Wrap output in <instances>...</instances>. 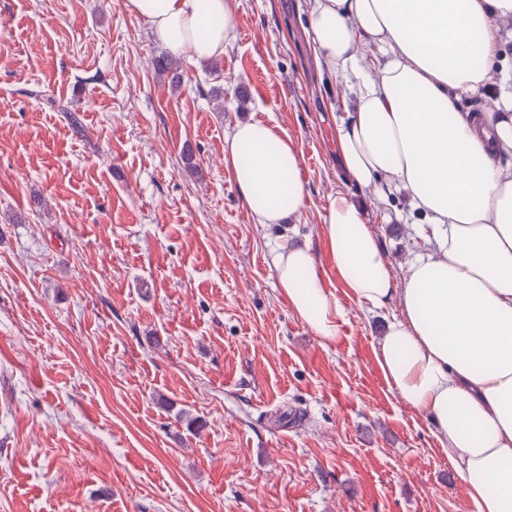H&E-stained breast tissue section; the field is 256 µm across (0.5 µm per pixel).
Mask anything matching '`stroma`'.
I'll return each mask as SVG.
<instances>
[{
	"label": "stroma",
	"mask_w": 512,
	"mask_h": 512,
	"mask_svg": "<svg viewBox=\"0 0 512 512\" xmlns=\"http://www.w3.org/2000/svg\"><path fill=\"white\" fill-rule=\"evenodd\" d=\"M231 7L223 58L175 79L124 0H0V512H470L376 363L384 313L322 243L330 195L360 191L334 157L345 87L314 60L309 0ZM499 37L467 111L512 92L511 23ZM250 118L303 156L289 222L255 223L224 166ZM371 220L394 264L419 252L405 202ZM305 244L345 310L331 343L270 267Z\"/></svg>",
	"instance_id": "1"
}]
</instances>
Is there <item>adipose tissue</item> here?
<instances>
[{
    "label": "adipose tissue",
    "instance_id": "1",
    "mask_svg": "<svg viewBox=\"0 0 512 512\" xmlns=\"http://www.w3.org/2000/svg\"><path fill=\"white\" fill-rule=\"evenodd\" d=\"M174 55L223 56L236 37L231 0H125ZM512 0H312L319 65L353 97L335 128L345 179L376 200L405 194L425 247L396 270L362 202L330 196L322 237L347 294L391 309L374 347L399 398L426 417L472 512H512V96L462 111L497 57L495 20ZM372 45L377 55L362 54ZM243 205L259 224L300 215L302 154L260 121L224 143ZM277 287L297 317L335 340L344 309L309 247L274 250Z\"/></svg>",
    "mask_w": 512,
    "mask_h": 512
}]
</instances>
